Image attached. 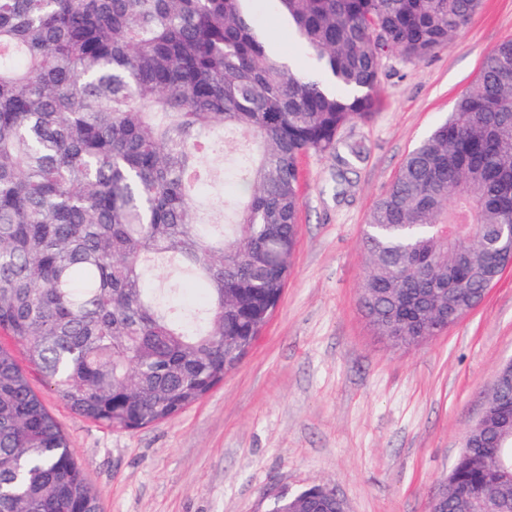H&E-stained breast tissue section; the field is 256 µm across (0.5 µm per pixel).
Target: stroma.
<instances>
[{
    "label": "stroma",
    "mask_w": 512,
    "mask_h": 512,
    "mask_svg": "<svg viewBox=\"0 0 512 512\" xmlns=\"http://www.w3.org/2000/svg\"><path fill=\"white\" fill-rule=\"evenodd\" d=\"M512 39V0H484L429 58L381 57L379 106L345 125L335 151L301 160L291 275L242 362L173 419L108 428L72 411L33 365L24 371L59 423L101 512H269L321 486L348 512H426L512 359V271L467 316L418 345L395 346L364 317L360 289L371 213L409 152L452 112L492 50ZM363 152L351 158L348 148ZM227 141L200 196L212 213L243 188ZM347 181H336L339 159Z\"/></svg>",
    "instance_id": "stroma-1"
}]
</instances>
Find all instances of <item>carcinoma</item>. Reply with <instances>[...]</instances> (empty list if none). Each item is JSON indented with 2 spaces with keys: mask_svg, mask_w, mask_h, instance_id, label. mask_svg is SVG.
<instances>
[{
  "mask_svg": "<svg viewBox=\"0 0 512 512\" xmlns=\"http://www.w3.org/2000/svg\"><path fill=\"white\" fill-rule=\"evenodd\" d=\"M259 0H0V331L79 415L167 421L235 369L288 284L298 163L377 109L381 56L421 61L482 0H273L315 62L293 72ZM239 139L224 224L197 191ZM512 224V40L408 154L364 237L360 306L412 344L418 289L451 281L462 311L494 285ZM178 266L205 285L182 307L146 287ZM457 488L492 489L467 455ZM308 491L270 512H305ZM0 512H101L84 468L13 353L0 346Z\"/></svg>",
  "mask_w": 512,
  "mask_h": 512,
  "instance_id": "carcinoma-1",
  "label": "carcinoma"
}]
</instances>
